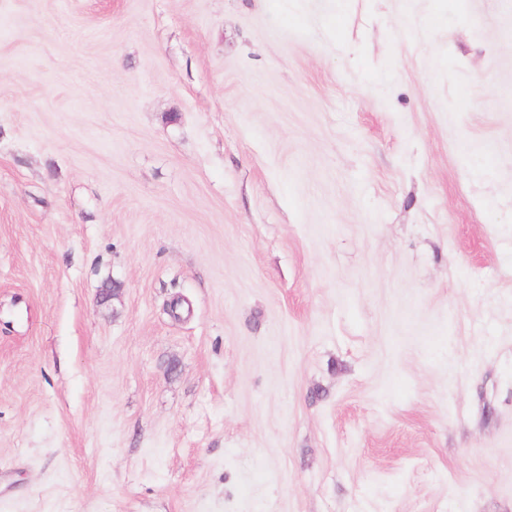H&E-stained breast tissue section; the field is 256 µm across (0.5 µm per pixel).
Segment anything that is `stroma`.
I'll return each instance as SVG.
<instances>
[{"label":"stroma","mask_w":512,"mask_h":512,"mask_svg":"<svg viewBox=\"0 0 512 512\" xmlns=\"http://www.w3.org/2000/svg\"><path fill=\"white\" fill-rule=\"evenodd\" d=\"M0 512H512V0H0Z\"/></svg>","instance_id":"obj_1"}]
</instances>
